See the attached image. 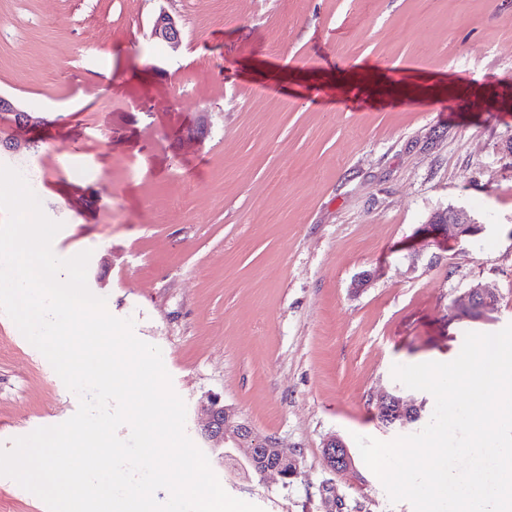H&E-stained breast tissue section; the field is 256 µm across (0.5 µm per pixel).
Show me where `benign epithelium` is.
Instances as JSON below:
<instances>
[{
    "label": "benign epithelium",
    "mask_w": 512,
    "mask_h": 512,
    "mask_svg": "<svg viewBox=\"0 0 512 512\" xmlns=\"http://www.w3.org/2000/svg\"><path fill=\"white\" fill-rule=\"evenodd\" d=\"M183 30L179 21L169 12L160 10L153 18L150 26V39L177 47L182 42ZM11 117V122L17 126H33L44 122L20 108L10 97L0 94V119ZM434 228L450 237H474L482 231L479 224H474L471 218L462 210H454L448 217V223L436 224ZM497 303L496 292L488 284H477L464 295L452 300L451 306L460 304L473 312L492 308ZM371 401L378 407L385 408L388 417L396 422L404 414L406 408L416 405L414 399L401 393L383 391L371 396ZM203 417L200 424V434L210 445V449L218 454L219 460L231 451L244 450L242 468L260 477L272 475L280 481L283 487L290 486V481L299 475V458L297 450L282 444L279 438L272 435H261L235 407L227 405L218 395L208 397L202 406ZM323 459L325 467L335 475L352 479L354 460L350 448L336 437H330L324 444ZM321 495L332 512H342L344 503L336 494L333 484L324 485Z\"/></svg>",
    "instance_id": "1"
}]
</instances>
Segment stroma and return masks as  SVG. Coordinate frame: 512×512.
Returning a JSON list of instances; mask_svg holds the SVG:
<instances>
[{"instance_id": "stroma-1", "label": "stroma", "mask_w": 512, "mask_h": 512, "mask_svg": "<svg viewBox=\"0 0 512 512\" xmlns=\"http://www.w3.org/2000/svg\"><path fill=\"white\" fill-rule=\"evenodd\" d=\"M183 40L148 37L159 10ZM0 164L36 178L58 257L158 346L197 447L208 395L299 453V477L211 468L263 512H413L337 479L332 435L381 441L396 364L512 324V0H0ZM86 164L88 171L73 175ZM461 209L478 236L434 214ZM490 282L498 304L452 308ZM78 409L0 313V448ZM18 106V104L10 97L0 94V119L5 115L10 116L9 120L16 126H33L44 123V119L35 117ZM11 116L13 118H11ZM450 211L451 209L435 217L432 223L435 230L454 238L474 237L482 231L481 225L473 224L471 218L463 210H454L448 217V224H445L443 215H447Z\"/></svg>"}]
</instances>
